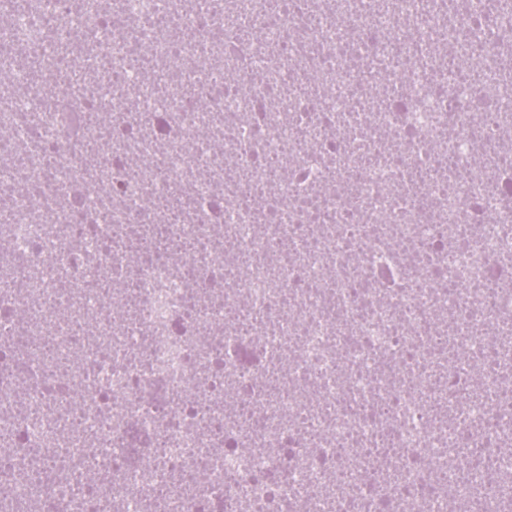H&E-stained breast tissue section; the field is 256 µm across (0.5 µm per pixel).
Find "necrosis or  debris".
<instances>
[{"label": "necrosis or debris", "instance_id": "obj_1", "mask_svg": "<svg viewBox=\"0 0 512 512\" xmlns=\"http://www.w3.org/2000/svg\"><path fill=\"white\" fill-rule=\"evenodd\" d=\"M511 55L489 0H0L14 512H512Z\"/></svg>", "mask_w": 512, "mask_h": 512}]
</instances>
